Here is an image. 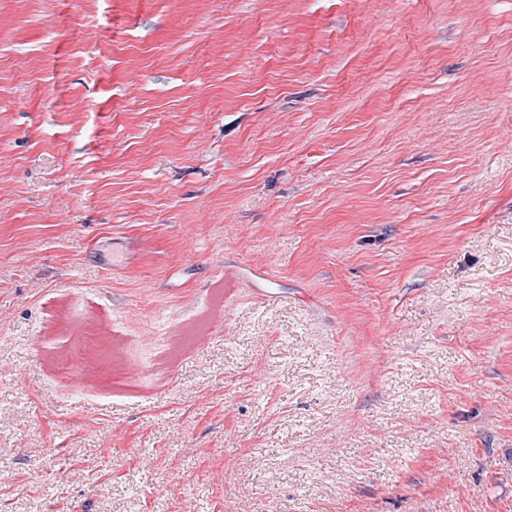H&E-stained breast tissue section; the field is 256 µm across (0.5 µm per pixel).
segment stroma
<instances>
[{
    "instance_id": "35a3bbf8",
    "label": "stroma",
    "mask_w": 512,
    "mask_h": 512,
    "mask_svg": "<svg viewBox=\"0 0 512 512\" xmlns=\"http://www.w3.org/2000/svg\"><path fill=\"white\" fill-rule=\"evenodd\" d=\"M0 512H512V0H0Z\"/></svg>"
}]
</instances>
